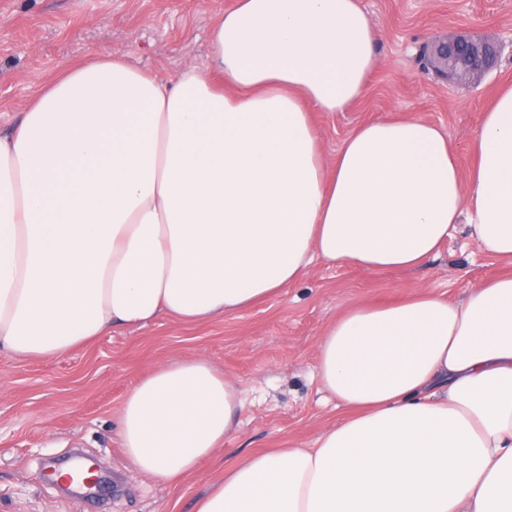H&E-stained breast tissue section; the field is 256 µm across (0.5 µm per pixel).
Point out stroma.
<instances>
[{
	"label": "stroma",
	"mask_w": 512,
	"mask_h": 512,
	"mask_svg": "<svg viewBox=\"0 0 512 512\" xmlns=\"http://www.w3.org/2000/svg\"><path fill=\"white\" fill-rule=\"evenodd\" d=\"M235 0H0V132L23 117L34 92L61 67L95 52H117L139 70L173 77L211 61L210 31ZM381 33L379 65L362 100L316 120L326 154L355 127L416 115L438 125L462 171L500 87L512 84V0H362ZM468 33L498 41L497 66L479 84L456 83L428 68L436 37ZM501 263L456 225L438 256L418 268L370 273L316 263L297 283L250 309L201 324L160 316L147 326H115L93 342L51 358L0 351V512H191L194 500L241 455L292 439L311 445L336 420V401L315 375L322 331L351 301L386 303L421 287L461 301ZM190 356L235 378L239 428L219 456L171 488L135 470L122 454L117 410L153 368ZM82 455L108 466L112 494L62 491L47 466Z\"/></svg>",
	"instance_id": "obj_1"
}]
</instances>
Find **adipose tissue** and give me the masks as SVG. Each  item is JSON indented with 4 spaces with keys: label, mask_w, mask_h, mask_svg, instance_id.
<instances>
[{
    "label": "adipose tissue",
    "mask_w": 512,
    "mask_h": 512,
    "mask_svg": "<svg viewBox=\"0 0 512 512\" xmlns=\"http://www.w3.org/2000/svg\"><path fill=\"white\" fill-rule=\"evenodd\" d=\"M379 40L361 0H237L211 65L165 80L94 54L0 134V348L17 357L162 313L207 322L317 261L414 269L462 220L502 263L458 302H349L315 347L336 421L312 447L235 460L192 512H512V86L469 172L416 116L361 124L326 156L313 115L361 98ZM241 406L208 361L161 365L123 400L120 446L175 488Z\"/></svg>",
    "instance_id": "adipose-tissue-1"
}]
</instances>
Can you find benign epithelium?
Instances as JSON below:
<instances>
[{
	"label": "benign epithelium",
	"instance_id": "7a95c632",
	"mask_svg": "<svg viewBox=\"0 0 512 512\" xmlns=\"http://www.w3.org/2000/svg\"><path fill=\"white\" fill-rule=\"evenodd\" d=\"M500 47L491 41L467 35L457 34L436 39L429 48L430 64L447 78L456 81L477 83L499 59ZM90 478L82 479V486L100 489L111 483V471L94 463L88 467Z\"/></svg>",
	"mask_w": 512,
	"mask_h": 512
}]
</instances>
